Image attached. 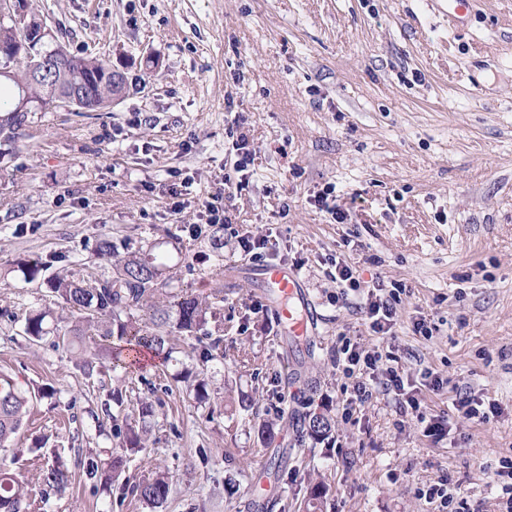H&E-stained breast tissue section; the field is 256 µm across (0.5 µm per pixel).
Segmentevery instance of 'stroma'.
I'll return each mask as SVG.
<instances>
[{"mask_svg": "<svg viewBox=\"0 0 512 512\" xmlns=\"http://www.w3.org/2000/svg\"><path fill=\"white\" fill-rule=\"evenodd\" d=\"M29 4L67 50L124 69L128 88L91 117L48 108L32 139L0 143V371L33 394L6 444L32 489L27 512H262L275 499L273 512H302L312 478L326 487L327 512H431L416 490L441 478L470 512H498L494 472L512 458V0H474L464 27L428 0ZM229 99L255 153L232 201L238 230L271 234L279 263L296 266L316 318L312 360L252 313L271 299L235 238L225 237L223 260L205 262L206 244L184 230L232 149ZM187 176L191 206L176 218L169 187ZM326 188L343 223L310 202ZM104 237L171 267L189 293L224 288L209 321L224 330V361L209 365L207 402L182 377L208 338L187 339L166 365L146 362L125 409L152 404L150 440L114 481L105 462L121 439L106 410L122 372L85 375L53 337L29 341L19 322L51 305L20 264L74 272ZM334 259L354 263L364 284L406 285L395 352L410 374L428 367L449 381L420 389L424 420L382 394L343 417L332 350L343 335L367 348L380 339L339 302L326 274ZM419 313L435 323L432 337L414 334ZM288 374L298 381L281 406L312 398L332 432L298 448L292 425L278 423L288 453L278 472L250 413L227 415L224 401L256 396L267 409L271 381ZM49 388L54 396L37 397ZM460 390L498 414L455 415ZM57 459L64 485L42 484ZM158 467L172 478L159 510L123 494Z\"/></svg>", "mask_w": 512, "mask_h": 512, "instance_id": "1", "label": "stroma"}]
</instances>
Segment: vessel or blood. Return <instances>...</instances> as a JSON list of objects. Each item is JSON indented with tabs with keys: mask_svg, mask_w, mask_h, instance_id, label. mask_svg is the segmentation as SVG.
Masks as SVG:
<instances>
[{
	"mask_svg": "<svg viewBox=\"0 0 512 512\" xmlns=\"http://www.w3.org/2000/svg\"><path fill=\"white\" fill-rule=\"evenodd\" d=\"M261 279L274 294V312L289 337L308 342L316 333L309 313L311 307L305 286L299 276L285 265L267 263L260 268Z\"/></svg>",
	"mask_w": 512,
	"mask_h": 512,
	"instance_id": "obj_1",
	"label": "vessel or blood"
}]
</instances>
